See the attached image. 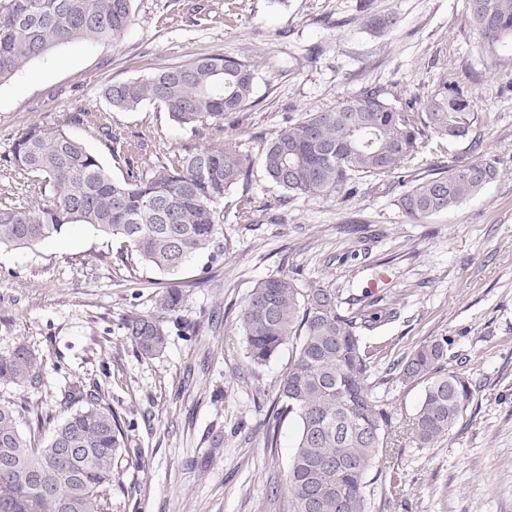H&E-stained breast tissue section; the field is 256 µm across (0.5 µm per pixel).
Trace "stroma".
Returning a JSON list of instances; mask_svg holds the SVG:
<instances>
[{
  "instance_id": "1",
  "label": "stroma",
  "mask_w": 512,
  "mask_h": 512,
  "mask_svg": "<svg viewBox=\"0 0 512 512\" xmlns=\"http://www.w3.org/2000/svg\"><path fill=\"white\" fill-rule=\"evenodd\" d=\"M388 14L396 24L375 28ZM132 16L120 41L58 46L0 84V206L43 203L9 160L35 124L62 128L120 180L129 166L145 174L194 148L232 144L255 157L306 112L370 87L420 104L443 80L469 96L500 175L418 223L382 181L290 197L257 166L221 204L223 255L169 276L85 225L32 248H2L0 355L26 344L44 371L35 388L1 384L0 403L19 410L21 430L39 443L64 416L58 402L71 386L110 404L127 448L111 512H291L298 422L282 419L271 445L266 421L293 347L253 367L238 325L256 283L287 273L345 301L397 307L368 339L379 350L373 395L394 420L412 416L422 396L395 364L427 342L447 340L443 371L463 372L477 388L443 441L419 448L403 439L388 450L372 512H512V43L481 45L467 0H133ZM209 54L257 64L252 106L222 124L193 133L160 106L121 112L103 96L108 83ZM111 136L134 144L130 159L113 155ZM245 201L260 223L236 222ZM170 281L185 300L165 324L163 351L146 358L125 323L152 312Z\"/></svg>"
}]
</instances>
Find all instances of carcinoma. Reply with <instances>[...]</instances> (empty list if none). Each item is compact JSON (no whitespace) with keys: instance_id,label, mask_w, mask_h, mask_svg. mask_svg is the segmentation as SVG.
<instances>
[{"instance_id":"carcinoma-1","label":"carcinoma","mask_w":512,"mask_h":512,"mask_svg":"<svg viewBox=\"0 0 512 512\" xmlns=\"http://www.w3.org/2000/svg\"><path fill=\"white\" fill-rule=\"evenodd\" d=\"M133 0H9L0 10V84L24 63L78 41L120 40L132 22ZM483 45L512 40V0H468ZM255 65L246 58L203 55L139 81L112 82L103 94L112 109L134 111L157 103L175 124L192 132L250 104ZM471 104L443 83L420 108L362 90L327 110H314L279 131L258 160L232 145L175 155L148 176L128 171L114 180L99 158L61 129L34 126L13 144L10 162L48 193L35 210L0 206V248H31L73 224L122 239L143 263L163 274L192 258L223 252L217 205L232 187L249 182L259 163L270 182L293 196L332 197L367 177L404 172L398 207L412 220L446 212L495 181L496 163L479 157L430 173L412 170L430 137L457 140L470 131ZM183 291L162 289L155 310L126 329L145 356L165 344L164 322L182 307ZM397 316L378 301L344 308L336 291L301 288L290 275L261 280L248 293L239 326L250 363H268L287 344L294 356L279 384L275 419L299 423L287 475L293 512H369V474L394 440L419 448L441 441L475 398L467 376L438 373L448 342L419 346L397 362L403 381L423 385L405 423L392 424L372 394L375 353L363 337ZM0 383L35 388L41 361L24 344L0 356ZM67 415L42 447L19 428V412L0 404V512H109L114 464L125 448L121 420L102 398L78 389L64 395Z\"/></svg>"}]
</instances>
